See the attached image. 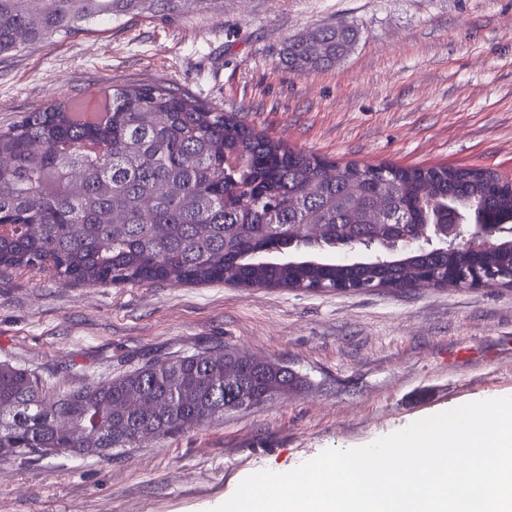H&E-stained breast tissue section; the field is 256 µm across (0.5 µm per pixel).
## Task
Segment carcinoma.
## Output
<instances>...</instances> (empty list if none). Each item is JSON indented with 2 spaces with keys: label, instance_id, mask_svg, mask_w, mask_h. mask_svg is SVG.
<instances>
[{
  "label": "carcinoma",
  "instance_id": "obj_1",
  "mask_svg": "<svg viewBox=\"0 0 512 512\" xmlns=\"http://www.w3.org/2000/svg\"><path fill=\"white\" fill-rule=\"evenodd\" d=\"M217 0H0V63L20 48L122 17L185 18ZM353 25L285 42L299 72L329 67L354 46ZM103 116L53 102L0 131V269L58 283L125 286L227 282L306 289L359 284L422 288L462 261L425 245L435 215L462 200L512 223V182L477 168L338 165L294 151L236 114L168 83L122 86ZM381 261L283 257L294 247L370 248ZM487 265L512 270V237ZM309 386L276 361L224 347L153 359L101 387L47 395L42 380L0 362V448L16 459L105 454L195 429L228 411Z\"/></svg>",
  "mask_w": 512,
  "mask_h": 512
}]
</instances>
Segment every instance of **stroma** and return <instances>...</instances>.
I'll use <instances>...</instances> for the list:
<instances>
[{
	"label": "stroma",
	"mask_w": 512,
	"mask_h": 512,
	"mask_svg": "<svg viewBox=\"0 0 512 512\" xmlns=\"http://www.w3.org/2000/svg\"><path fill=\"white\" fill-rule=\"evenodd\" d=\"M345 24L358 39L334 65L283 60L287 38ZM153 83L330 162L512 178V0H217L173 23L117 20L0 64V130L53 100ZM216 346L310 386L138 448L0 457V512H208L252 473L512 396V287H89L0 270V361L49 390Z\"/></svg>",
	"instance_id": "35a3bbf8"
}]
</instances>
